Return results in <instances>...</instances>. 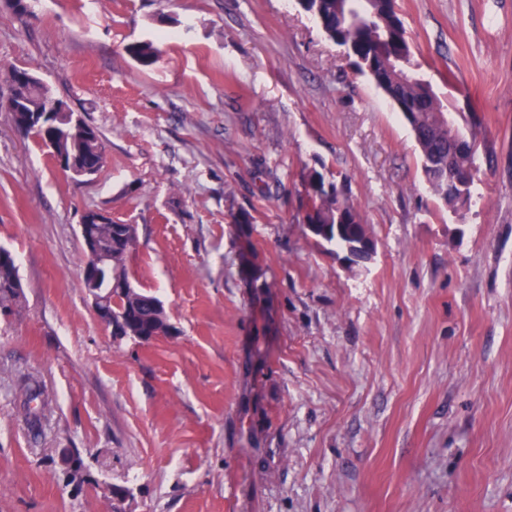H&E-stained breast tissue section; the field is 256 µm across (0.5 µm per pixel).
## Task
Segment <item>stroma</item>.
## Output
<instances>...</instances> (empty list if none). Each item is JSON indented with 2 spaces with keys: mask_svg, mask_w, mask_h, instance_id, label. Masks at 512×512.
<instances>
[{
  "mask_svg": "<svg viewBox=\"0 0 512 512\" xmlns=\"http://www.w3.org/2000/svg\"><path fill=\"white\" fill-rule=\"evenodd\" d=\"M417 74L482 145L436 213L414 137L298 0H0L34 69L102 135L89 178L0 111V512H512V0H397ZM153 43L145 68L126 51ZM345 182L376 244L306 237L301 182ZM137 227L134 283L175 329L109 336L87 210ZM268 286L256 291L251 271ZM52 402L40 436L19 378ZM94 482H67L63 453ZM19 281V270L17 264L12 261H1L0 263V311L10 310L16 305L21 297V289L13 288V282ZM21 284V282H20Z\"/></svg>",
  "mask_w": 512,
  "mask_h": 512,
  "instance_id": "stroma-1",
  "label": "stroma"
}]
</instances>
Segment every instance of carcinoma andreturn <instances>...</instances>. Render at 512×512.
<instances>
[{
  "instance_id": "cac0c4a2",
  "label": "carcinoma",
  "mask_w": 512,
  "mask_h": 512,
  "mask_svg": "<svg viewBox=\"0 0 512 512\" xmlns=\"http://www.w3.org/2000/svg\"><path fill=\"white\" fill-rule=\"evenodd\" d=\"M303 7L314 14L326 36L347 48L356 70L368 76L373 84L392 101L410 126L419 148L420 162L429 189L439 207L458 213L466 201L458 198L456 188L448 181L449 109L435 94L430 84L416 75L415 63L407 28L396 10L395 0H301ZM129 54L144 67L153 65L159 50L150 42L127 47ZM11 99L24 105L27 111L45 109L54 94L48 84L39 79L22 81L17 69L6 72ZM16 126L26 134L56 140L59 152L94 163L103 164L106 156L102 136L82 116L70 108L54 113L39 126L22 118H14ZM461 149L456 155L460 171L476 166L479 149L478 126L457 129ZM305 187L313 193V206L320 220L311 235L319 246L334 245L341 251L355 249L367 238L373 239L369 225L351 196L336 194L337 186L327 185L323 175H309ZM94 231L102 238H112V282L114 297L112 318L122 323V335L145 336L147 341L173 334L161 301L151 292L136 288L127 269L129 256L138 247L137 233H130L112 224H95ZM19 280L17 264L0 263V311L16 305L21 291L13 288ZM24 415L35 435L42 428L49 398L42 386L30 379L18 383Z\"/></svg>"
}]
</instances>
